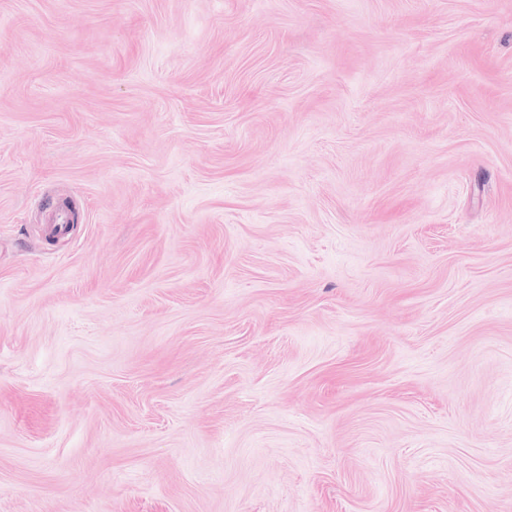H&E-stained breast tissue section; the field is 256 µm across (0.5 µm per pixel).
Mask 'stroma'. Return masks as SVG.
Segmentation results:
<instances>
[{
    "mask_svg": "<svg viewBox=\"0 0 512 512\" xmlns=\"http://www.w3.org/2000/svg\"><path fill=\"white\" fill-rule=\"evenodd\" d=\"M0 512H512V0H0Z\"/></svg>",
    "mask_w": 512,
    "mask_h": 512,
    "instance_id": "stroma-1",
    "label": "stroma"
}]
</instances>
